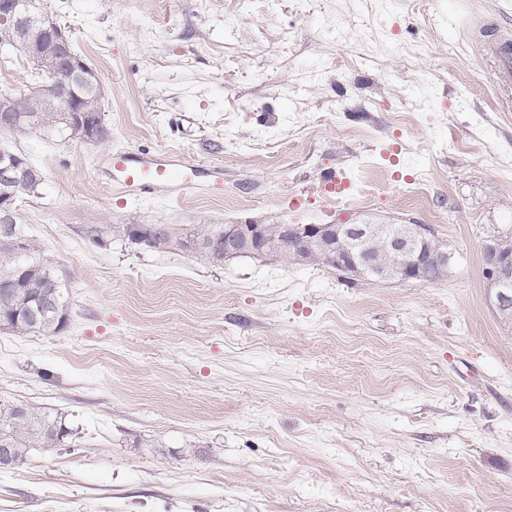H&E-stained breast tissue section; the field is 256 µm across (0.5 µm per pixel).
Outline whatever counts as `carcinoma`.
<instances>
[{"label":"carcinoma","mask_w":512,"mask_h":512,"mask_svg":"<svg viewBox=\"0 0 512 512\" xmlns=\"http://www.w3.org/2000/svg\"><path fill=\"white\" fill-rule=\"evenodd\" d=\"M27 11L18 22L0 24V50L12 52L25 59L35 73L50 63L47 48L54 30L52 20L44 14L41 0H26ZM60 78L49 88L37 92L12 91L6 93L14 106L20 123L14 132L34 131L46 135L68 138L85 137L88 142L99 144L110 138L109 128L100 120L80 124L78 117L60 111L63 98L72 100L78 107H101V91L95 79L88 78L91 67L87 64L71 69L64 62L58 63ZM0 157L18 169L17 177L0 185V195L10 194L14 201L38 193L43 183L42 175L29 170L28 158L9 147L0 146ZM123 236L138 247L147 249H180L201 254L210 263H224V225L191 224L186 227L166 224L158 235L131 232L129 225H122ZM15 279L22 290L19 295L0 294V314L10 318L9 328L20 334L53 336L67 326L70 302L56 270L40 256L35 241L29 238L19 216L11 223H0V278ZM72 429L59 415L40 407L25 404L0 403V448H10L20 463L34 448H54L57 440Z\"/></svg>","instance_id":"obj_1"}]
</instances>
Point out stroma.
<instances>
[{
  "label": "stroma",
  "instance_id": "obj_1",
  "mask_svg": "<svg viewBox=\"0 0 512 512\" xmlns=\"http://www.w3.org/2000/svg\"><path fill=\"white\" fill-rule=\"evenodd\" d=\"M43 3L111 137L0 133L44 173L17 210L71 303L57 335L0 329V403L73 430L0 472V512H512V328L481 254L512 242V0ZM115 148L218 164L224 192L121 199L96 168ZM330 170L365 204L328 199ZM245 219L421 224L454 263L350 283L120 232ZM496 83L512 86V47L505 40H499L494 49Z\"/></svg>",
  "mask_w": 512,
  "mask_h": 512
}]
</instances>
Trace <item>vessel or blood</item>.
I'll return each mask as SVG.
<instances>
[{"mask_svg":"<svg viewBox=\"0 0 512 512\" xmlns=\"http://www.w3.org/2000/svg\"><path fill=\"white\" fill-rule=\"evenodd\" d=\"M495 76L498 84L512 86V43L501 40L495 48ZM116 188L131 198L154 197L175 200L200 188L202 165L186 160L174 151L135 153L116 149L104 159Z\"/></svg>","mask_w":512,"mask_h":512,"instance_id":"1","label":"vessel or blood"}]
</instances>
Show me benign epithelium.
<instances>
[{"mask_svg": "<svg viewBox=\"0 0 512 512\" xmlns=\"http://www.w3.org/2000/svg\"><path fill=\"white\" fill-rule=\"evenodd\" d=\"M302 249L299 263L318 261L325 266L348 268L355 277L371 275L381 280L422 282V253L441 271L448 268V248L426 235L420 226L394 224H284ZM275 241L268 225L254 220L224 225V251L230 258ZM486 266L487 301L506 324L512 323V244L494 238L481 248Z\"/></svg>", "mask_w": 512, "mask_h": 512, "instance_id": "obj_1", "label": "benign epithelium"}]
</instances>
